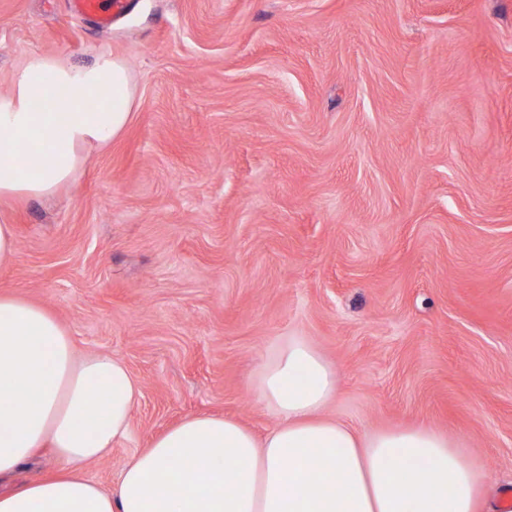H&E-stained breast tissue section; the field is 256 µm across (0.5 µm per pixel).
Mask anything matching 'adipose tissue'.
<instances>
[{
    "label": "adipose tissue",
    "mask_w": 512,
    "mask_h": 512,
    "mask_svg": "<svg viewBox=\"0 0 512 512\" xmlns=\"http://www.w3.org/2000/svg\"><path fill=\"white\" fill-rule=\"evenodd\" d=\"M136 78L124 59L73 66L34 55L0 94V213L69 185L82 151L122 135ZM278 424L264 437L199 415L123 466L115 492L82 473L130 428L140 386L109 354L78 357L44 307L0 295V480L43 448L65 467L0 492V512H485V477L431 426L361 431L323 417L332 366L305 338L280 346L256 384Z\"/></svg>",
    "instance_id": "obj_1"
}]
</instances>
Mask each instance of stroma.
I'll return each mask as SVG.
<instances>
[{"label":"stroma","instance_id":"obj_1","mask_svg":"<svg viewBox=\"0 0 512 512\" xmlns=\"http://www.w3.org/2000/svg\"><path fill=\"white\" fill-rule=\"evenodd\" d=\"M109 52L124 134L5 217L0 294L138 378L122 465L186 417L257 434L253 384L289 337L336 369L326 416L462 439L512 490V0H0V93L33 55ZM125 0H69L74 15L91 18L98 31L106 32L112 27V19L120 13ZM16 246L15 226L0 221V266L13 261L16 254Z\"/></svg>","mask_w":512,"mask_h":512}]
</instances>
